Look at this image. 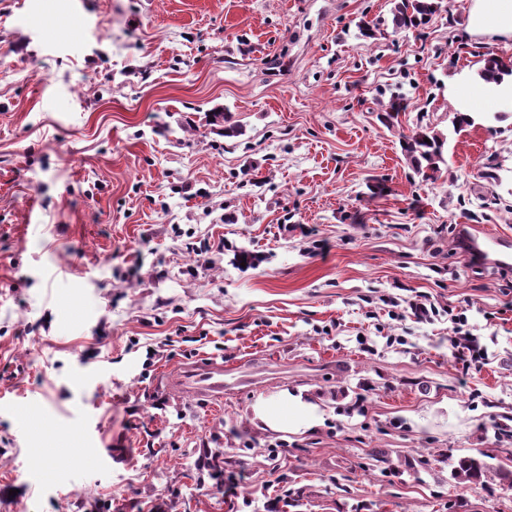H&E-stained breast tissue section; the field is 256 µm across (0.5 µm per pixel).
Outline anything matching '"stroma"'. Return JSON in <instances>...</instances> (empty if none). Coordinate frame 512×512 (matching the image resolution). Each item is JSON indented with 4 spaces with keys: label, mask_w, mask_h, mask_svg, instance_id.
<instances>
[{
    "label": "stroma",
    "mask_w": 512,
    "mask_h": 512,
    "mask_svg": "<svg viewBox=\"0 0 512 512\" xmlns=\"http://www.w3.org/2000/svg\"><path fill=\"white\" fill-rule=\"evenodd\" d=\"M470 4L396 34L392 0H0V512H512L448 464L512 448V269L457 245L512 234V112L459 129L448 97L512 40ZM421 127L432 183L401 149ZM197 362L220 399L167 385ZM297 390L316 426L256 420ZM220 452L236 495L195 478ZM428 138L430 143L424 142ZM445 138L442 134L429 128H420L406 137L403 144L414 172L425 181H433L440 172L439 163L443 161ZM444 312L448 314V322L452 325L450 340L456 358L468 371H480L488 363L486 345L482 343L480 336L473 334L464 313H454L453 309Z\"/></svg>",
    "instance_id": "35a3bbf8"
}]
</instances>
